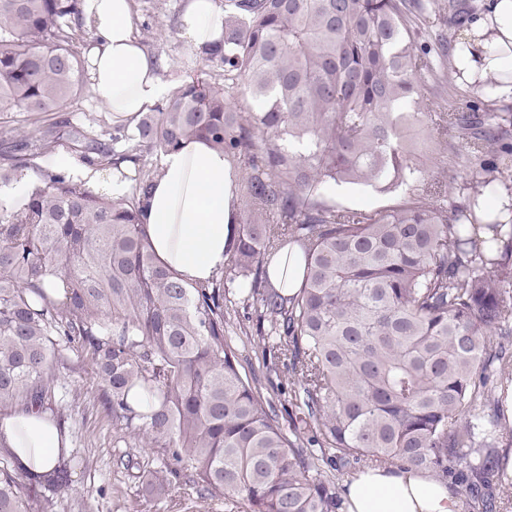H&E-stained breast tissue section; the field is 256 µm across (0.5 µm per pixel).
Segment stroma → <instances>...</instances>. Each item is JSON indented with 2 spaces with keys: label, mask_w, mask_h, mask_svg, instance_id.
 Wrapping results in <instances>:
<instances>
[{
  "label": "stroma",
  "mask_w": 512,
  "mask_h": 512,
  "mask_svg": "<svg viewBox=\"0 0 512 512\" xmlns=\"http://www.w3.org/2000/svg\"><path fill=\"white\" fill-rule=\"evenodd\" d=\"M181 0H134L139 34L149 52L160 59L163 74L180 81L199 74L204 65L172 28ZM73 126L94 131L110 140L115 130L128 129L127 121L113 118L82 84L69 109ZM331 205L375 211L396 201L395 194L362 185L330 186L322 192ZM50 376L55 394L53 408L62 417L69 437L72 493L55 512H198L193 490L181 489L159 498L145 496L143 471L155 468L160 458L153 448H138L116 440L105 387L83 350L71 349L55 360Z\"/></svg>",
  "instance_id": "1"
}]
</instances>
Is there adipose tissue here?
I'll use <instances>...</instances> for the list:
<instances>
[{
	"instance_id": "1",
	"label": "adipose tissue",
	"mask_w": 512,
	"mask_h": 512,
	"mask_svg": "<svg viewBox=\"0 0 512 512\" xmlns=\"http://www.w3.org/2000/svg\"><path fill=\"white\" fill-rule=\"evenodd\" d=\"M179 34L192 48L221 39L224 8L220 0H183ZM81 24L89 34V82L94 98L120 119L137 120L170 93L161 61L141 43L132 0H82ZM43 166L120 201L131 192L114 169L64 151ZM233 170L223 151L192 139L164 155L157 174L138 196L140 221L158 259L188 283L210 280L223 271L227 245L237 230L230 205ZM0 443L13 451L27 472L50 470L69 446L55 420L45 412L16 408L0 414ZM347 512H460V501L443 483L420 472L369 467L348 486Z\"/></svg>"
}]
</instances>
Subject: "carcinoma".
<instances>
[{
  "label": "carcinoma",
  "instance_id": "obj_1",
  "mask_svg": "<svg viewBox=\"0 0 512 512\" xmlns=\"http://www.w3.org/2000/svg\"><path fill=\"white\" fill-rule=\"evenodd\" d=\"M81 0H0V112L67 111L85 61ZM224 39L197 51L224 86L185 82L112 143L59 120L0 156V186L34 142L63 136L101 161L204 139L241 172L247 218L224 272L189 285L155 255L136 200L111 201L40 174L21 206L0 204V410L52 402L48 370L78 344L105 385L117 438L162 450L144 493L184 475L227 512H344L324 475L367 461L431 474L470 493L507 475L476 455L512 425V119L492 91L456 83L463 0H224ZM241 90L258 103L236 112ZM421 142L407 137L412 127ZM448 147L441 178L417 145ZM399 189L370 213L320 200L328 185ZM302 257L276 288L275 260ZM59 280L65 299L47 285ZM245 295L254 355L282 364L288 425L242 373L224 293ZM69 463L19 473L0 459V512H53Z\"/></svg>",
  "mask_w": 512,
  "mask_h": 512
}]
</instances>
